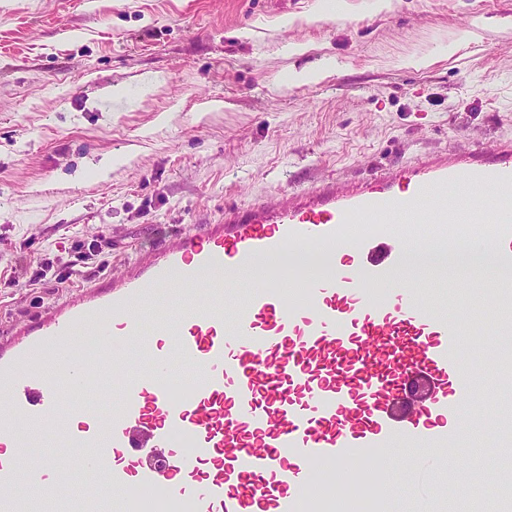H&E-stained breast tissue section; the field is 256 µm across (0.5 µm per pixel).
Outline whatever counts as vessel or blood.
<instances>
[{
    "label": "vessel or blood",
    "mask_w": 512,
    "mask_h": 512,
    "mask_svg": "<svg viewBox=\"0 0 512 512\" xmlns=\"http://www.w3.org/2000/svg\"><path fill=\"white\" fill-rule=\"evenodd\" d=\"M493 200L460 207L461 186ZM401 232H391V225ZM484 225L473 247L512 281V146L436 154L367 183L321 181L178 232L140 251L114 278L47 307L0 336V512H46L45 481L63 464L33 455L30 427L55 419L65 395L81 397L65 447L86 449L91 478L65 512H332L366 485L369 512H392L410 494L400 474L420 475L427 512H443L429 481L450 456L447 423L474 396L462 369L472 350L448 319L457 297L443 278L432 292L399 285L409 253H445L461 230ZM245 302L226 289L242 268ZM98 338L93 356L70 352L77 327ZM487 368L512 366V317ZM138 346L149 369L118 390L109 366L130 367ZM192 365L170 375L172 359ZM486 512H512V478L497 481Z\"/></svg>",
    "instance_id": "b4317fda"
}]
</instances>
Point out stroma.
<instances>
[{
  "label": "stroma",
  "mask_w": 512,
  "mask_h": 512,
  "mask_svg": "<svg viewBox=\"0 0 512 512\" xmlns=\"http://www.w3.org/2000/svg\"><path fill=\"white\" fill-rule=\"evenodd\" d=\"M320 2L0 0V336L225 207L512 141V0H393L381 13L348 0L347 18L304 22ZM421 55L432 64L409 65ZM302 68L322 75L289 83ZM156 73L164 84L144 90ZM102 237L108 266L57 284ZM475 287L455 276L450 315L466 335L483 324L491 354L495 317L462 314ZM473 384L492 399L464 407L466 453L432 473L446 512H482L512 473V444L480 422L512 416V372Z\"/></svg>",
  "instance_id": "1"
}]
</instances>
